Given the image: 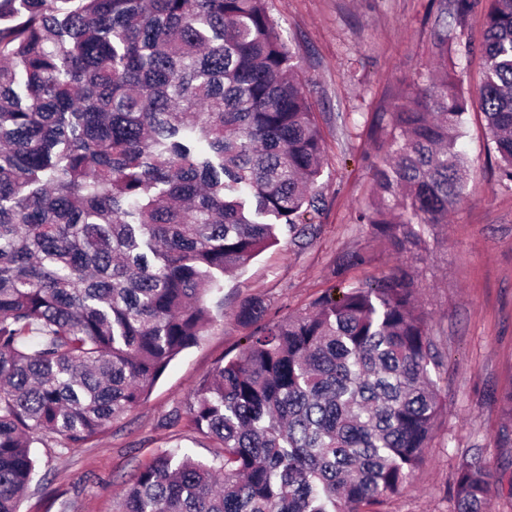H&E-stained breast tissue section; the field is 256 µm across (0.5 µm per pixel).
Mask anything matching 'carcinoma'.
<instances>
[{
	"label": "carcinoma",
	"mask_w": 512,
	"mask_h": 512,
	"mask_svg": "<svg viewBox=\"0 0 512 512\" xmlns=\"http://www.w3.org/2000/svg\"><path fill=\"white\" fill-rule=\"evenodd\" d=\"M480 109L512 183V0H488ZM268 0H0V512L35 445L81 448L144 402L211 321L224 275L315 232L322 138ZM430 86L387 125L377 227L397 265L265 319L187 405L212 459L157 454L116 512H382L442 409L436 344L405 255L465 196L468 92L436 34ZM499 441H512V389ZM457 512H491L490 470L459 459Z\"/></svg>",
	"instance_id": "1"
}]
</instances>
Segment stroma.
<instances>
[{
	"instance_id": "1",
	"label": "stroma",
	"mask_w": 512,
	"mask_h": 512,
	"mask_svg": "<svg viewBox=\"0 0 512 512\" xmlns=\"http://www.w3.org/2000/svg\"><path fill=\"white\" fill-rule=\"evenodd\" d=\"M487 6L477 0L460 14L454 0H269L322 136L318 232L297 242L282 235L226 277L207 299L212 324L170 363L145 403L83 447L36 448L40 481L20 512H116L131 476L158 452L211 459V442L193 429L186 406L204 377L245 349L251 330L236 320L238 305L258 299L268 318L280 320L390 271L393 255L371 225L358 221L371 203L372 168L385 158L371 127L396 94L430 84L437 18H444L449 41L478 45ZM462 148L471 170L467 194L447 223L428 228L426 251L410 261L440 355L443 407L424 464L384 512H455L450 488L465 454L490 467L493 512H512V493L504 489L512 481V443L498 442L504 412L494 399L512 384V185L497 178L479 110L468 116ZM354 251L368 263L337 273L340 257Z\"/></svg>"
}]
</instances>
